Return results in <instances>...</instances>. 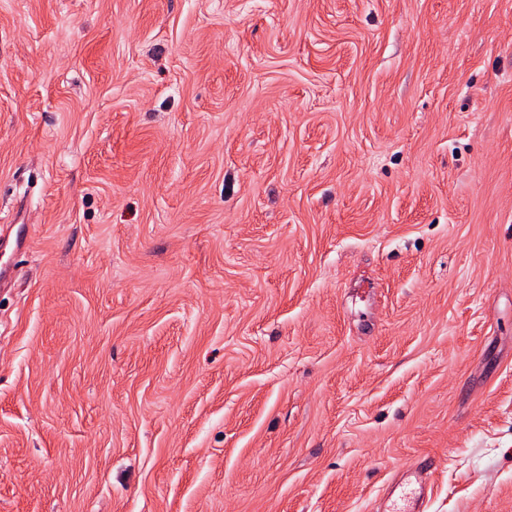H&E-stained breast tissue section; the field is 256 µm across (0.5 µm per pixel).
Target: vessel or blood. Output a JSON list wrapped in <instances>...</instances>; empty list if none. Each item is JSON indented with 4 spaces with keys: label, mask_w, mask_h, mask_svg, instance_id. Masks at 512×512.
<instances>
[{
    "label": "vessel or blood",
    "mask_w": 512,
    "mask_h": 512,
    "mask_svg": "<svg viewBox=\"0 0 512 512\" xmlns=\"http://www.w3.org/2000/svg\"><path fill=\"white\" fill-rule=\"evenodd\" d=\"M434 469L433 461L427 458L405 463L385 484L374 512H427Z\"/></svg>",
    "instance_id": "obj_1"
}]
</instances>
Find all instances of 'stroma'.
Instances as JSON below:
<instances>
[{"instance_id":"35a3bbf8","label":"stroma","mask_w":512,"mask_h":512,"mask_svg":"<svg viewBox=\"0 0 512 512\" xmlns=\"http://www.w3.org/2000/svg\"><path fill=\"white\" fill-rule=\"evenodd\" d=\"M16 224L0 512H512V0H0ZM434 462L413 459L401 466L385 484L375 512H426L432 495Z\"/></svg>"}]
</instances>
